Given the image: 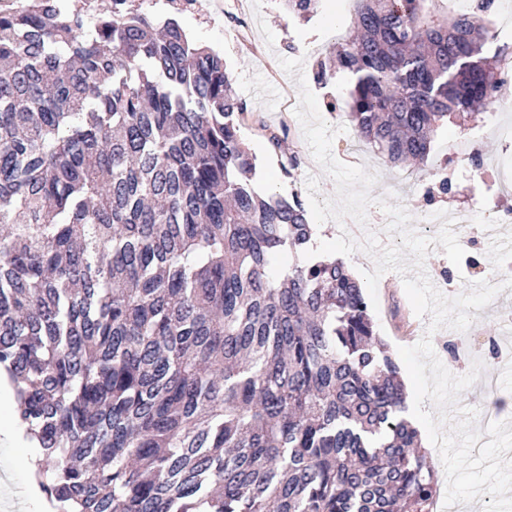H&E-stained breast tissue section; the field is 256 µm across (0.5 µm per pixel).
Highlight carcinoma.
<instances>
[{
    "label": "carcinoma",
    "instance_id": "1",
    "mask_svg": "<svg viewBox=\"0 0 512 512\" xmlns=\"http://www.w3.org/2000/svg\"><path fill=\"white\" fill-rule=\"evenodd\" d=\"M432 2L355 0L333 51L394 167L504 83L485 20ZM245 112L173 17L0 9V369L53 512H432L400 368L345 266L303 258L301 201L253 188Z\"/></svg>",
    "mask_w": 512,
    "mask_h": 512
}]
</instances>
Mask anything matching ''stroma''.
I'll list each match as a JSON object with an SVG mask.
<instances>
[{"label":"stroma","instance_id":"obj_1","mask_svg":"<svg viewBox=\"0 0 512 512\" xmlns=\"http://www.w3.org/2000/svg\"><path fill=\"white\" fill-rule=\"evenodd\" d=\"M133 5L161 20L177 17L194 41L223 55L233 77L234 92L248 109L240 135L256 157L252 183L258 193L274 190L305 202L309 199L305 182L314 175L319 179L317 200L334 195L335 183L315 162L294 113L300 98L297 80L282 70L279 61L303 59L307 86L319 103H326L331 96L339 103H347V75H334L328 84L320 85L313 79V69L352 27L354 0H320L317 13L304 21L288 17L278 0H195L190 9L182 12L176 10L172 0H133ZM323 118L338 130L332 145L334 157L377 174L372 197L386 199L394 206L403 205L416 221L415 231L423 229L418 219L426 208L441 214L453 204L475 209L482 219L512 205V200L486 191L493 172L512 167V139L498 134L499 128H512V108L486 109L470 123L468 134L478 138L482 149L480 163L448 156V144L458 138L459 128L446 123L438 129L427 159L405 168L389 167L380 156L361 149L349 129L345 111L327 112ZM271 128L283 134L280 150H273L268 142L267 131ZM291 155L298 157L299 165L287 176L281 164ZM445 179L452 183L451 193L427 201L422 186H435ZM377 297L379 308L373 320L379 336L391 349L414 345L428 333L430 319L415 315L398 272L382 275ZM475 316L468 331L442 328L428 334L437 356L453 374H466L474 360L482 361L480 379L461 394L459 403L478 409L477 425L483 429L490 421L487 411L492 400H500L501 411L512 417V356L489 355L490 342L503 347L512 336V287L477 310ZM29 453V448L23 446L0 447V512H15L13 504L18 500L27 501L29 512H40L46 501L45 496L31 494L32 478L25 467Z\"/></svg>","mask_w":512,"mask_h":512}]
</instances>
